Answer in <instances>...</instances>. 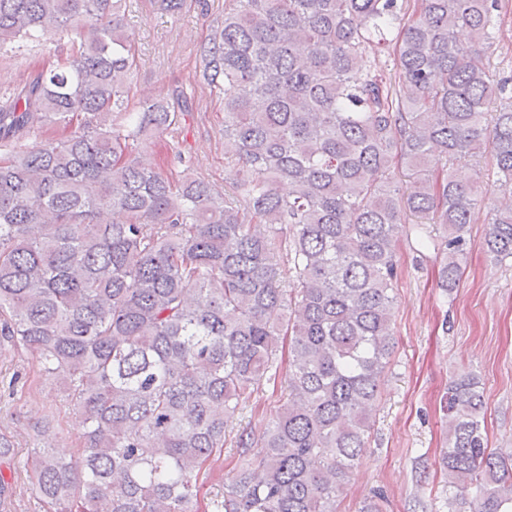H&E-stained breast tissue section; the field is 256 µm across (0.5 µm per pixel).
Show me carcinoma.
<instances>
[{
  "mask_svg": "<svg viewBox=\"0 0 512 512\" xmlns=\"http://www.w3.org/2000/svg\"><path fill=\"white\" fill-rule=\"evenodd\" d=\"M122 4L0 0V49L70 43L0 101V355L62 377L85 426L67 457L32 449L31 494L42 512H336L394 353L400 235L442 229L451 288L485 203V244L512 262V97L486 55L500 0H228L200 47L228 194L141 162L181 113L161 93L129 110ZM389 37L392 78L367 51ZM49 126L69 134L15 148ZM485 148L488 203L452 171ZM280 377L283 403L231 441L236 483L203 492L235 414ZM447 412L448 512H512V449L488 448L477 377Z\"/></svg>",
  "mask_w": 512,
  "mask_h": 512,
  "instance_id": "carcinoma-1",
  "label": "carcinoma"
}]
</instances>
